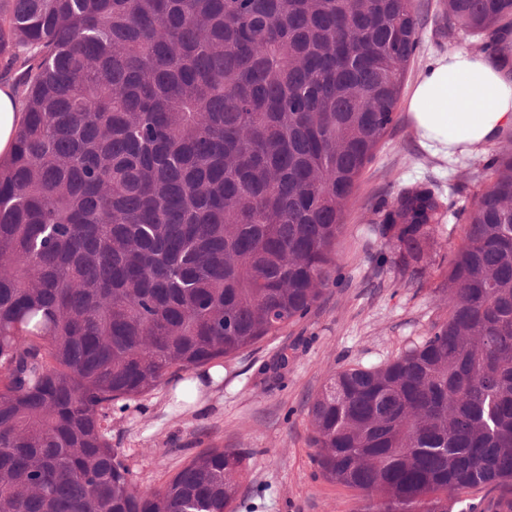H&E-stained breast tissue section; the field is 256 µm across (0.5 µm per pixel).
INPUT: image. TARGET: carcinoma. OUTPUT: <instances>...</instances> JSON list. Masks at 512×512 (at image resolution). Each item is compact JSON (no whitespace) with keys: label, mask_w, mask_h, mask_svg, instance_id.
Wrapping results in <instances>:
<instances>
[{"label":"carcinoma","mask_w":512,"mask_h":512,"mask_svg":"<svg viewBox=\"0 0 512 512\" xmlns=\"http://www.w3.org/2000/svg\"><path fill=\"white\" fill-rule=\"evenodd\" d=\"M493 53L512 0H444ZM414 0H0L25 121L0 159V512H233L247 470L207 448L142 491L112 402L238 355L307 314L394 126ZM445 274L448 320L311 405L313 460L364 512H512V149L483 165ZM443 205L373 207L418 277Z\"/></svg>","instance_id":"carcinoma-1"}]
</instances>
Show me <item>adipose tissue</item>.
Returning <instances> with one entry per match:
<instances>
[{
	"label": "adipose tissue",
	"instance_id": "adipose-tissue-1",
	"mask_svg": "<svg viewBox=\"0 0 512 512\" xmlns=\"http://www.w3.org/2000/svg\"><path fill=\"white\" fill-rule=\"evenodd\" d=\"M512 37L499 54L451 52L434 57L412 85L407 113L426 151L443 161L480 158L512 128Z\"/></svg>",
	"mask_w": 512,
	"mask_h": 512
}]
</instances>
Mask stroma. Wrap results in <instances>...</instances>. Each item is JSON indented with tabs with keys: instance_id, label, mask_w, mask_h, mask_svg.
I'll return each instance as SVG.
<instances>
[{
	"instance_id": "35a3bbf8",
	"label": "stroma",
	"mask_w": 512,
	"mask_h": 512,
	"mask_svg": "<svg viewBox=\"0 0 512 512\" xmlns=\"http://www.w3.org/2000/svg\"><path fill=\"white\" fill-rule=\"evenodd\" d=\"M420 44L407 82L438 54L474 50V37H448L442 0H414ZM482 159L449 164L427 153L398 106L396 123L367 166L344 216L336 267L316 307L275 336L223 360L224 379L199 386L192 401L177 387L195 371L171 369L152 392L113 403L112 446L143 491L160 489L204 449L238 448L248 457L235 512H360L363 495L323 478L310 446V405L346 368H370L422 342L448 318V262L465 242L455 215L483 187ZM431 183L447 204L423 274L415 279L374 260L370 208L381 197Z\"/></svg>"
}]
</instances>
